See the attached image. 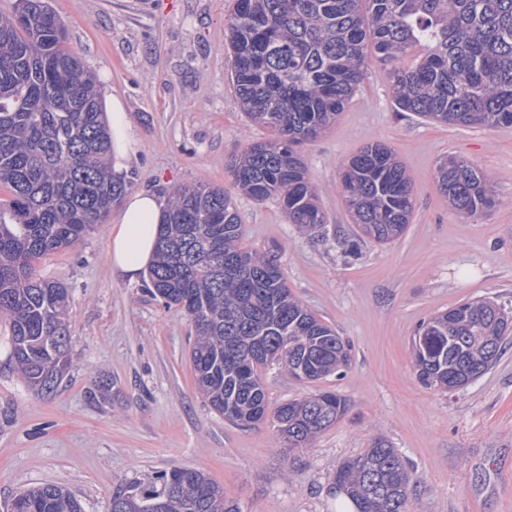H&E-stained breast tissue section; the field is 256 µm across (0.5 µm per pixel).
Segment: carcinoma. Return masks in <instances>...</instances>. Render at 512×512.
I'll list each match as a JSON object with an SVG mask.
<instances>
[{"mask_svg": "<svg viewBox=\"0 0 512 512\" xmlns=\"http://www.w3.org/2000/svg\"><path fill=\"white\" fill-rule=\"evenodd\" d=\"M237 94L249 121L271 132L229 159L233 184L257 202L281 201L304 234L326 224L304 159L295 150L336 121L369 56L387 66L398 109L443 125L512 127V0H236L226 20ZM67 29L48 0H18L0 14V317L11 358L32 389L53 391L68 362L69 289L34 262L81 242L105 223L127 183L111 172L112 140L94 77L65 49ZM411 64L405 60L413 52ZM437 184L466 218L496 204L490 179L463 158L442 160ZM341 193L359 241L401 236L414 211L412 183L384 144L346 165ZM231 196L218 186H176L159 225L149 291L191 318L195 381L232 423L267 416L260 368L280 365L308 380L349 361L340 336L288 289L275 250L241 247ZM512 313L466 300L424 321L412 341L419 381L451 391L497 362ZM347 411L320 391L274 411L288 447L302 450ZM410 473L385 440L344 461L333 476L355 512H407ZM11 512H83L65 487L47 483L12 498ZM109 512H242L202 471L174 468L146 490L117 491Z\"/></svg>", "mask_w": 512, "mask_h": 512, "instance_id": "cac0c4a2", "label": "carcinoma"}]
</instances>
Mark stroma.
Wrapping results in <instances>:
<instances>
[{"instance_id":"1","label":"stroma","mask_w":512,"mask_h":512,"mask_svg":"<svg viewBox=\"0 0 512 512\" xmlns=\"http://www.w3.org/2000/svg\"><path fill=\"white\" fill-rule=\"evenodd\" d=\"M67 26L69 51L116 95L138 139L124 177L131 192L167 197L176 185L231 192L241 244L277 250L291 292L351 346L342 375L315 383L262 369L270 407L318 391L347 413L299 452L284 448L272 421L237 426L199 394L189 360L195 329L144 281L113 275L110 224L36 264L72 291L69 364L49 394L14 368L0 318V510L20 491L55 483L84 512H107L113 492L147 485L174 468L197 469L242 512H336L332 477L381 438L413 473L408 512H512V343L465 388L423 386L411 339L428 317L477 298L512 304V128L446 126L399 111L384 66L369 59L363 80L333 125L298 148L327 216L323 233L301 234L280 204L235 192L231 155L266 139L238 106L224 22L234 0H49ZM382 143L414 184L402 237L365 241L344 253L354 224L340 192L345 164ZM456 156L493 183L496 204L465 218L434 178Z\"/></svg>"}]
</instances>
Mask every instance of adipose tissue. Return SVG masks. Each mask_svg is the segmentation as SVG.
<instances>
[{
  "label": "adipose tissue",
  "instance_id": "obj_1",
  "mask_svg": "<svg viewBox=\"0 0 512 512\" xmlns=\"http://www.w3.org/2000/svg\"><path fill=\"white\" fill-rule=\"evenodd\" d=\"M103 108L112 135L111 165L120 170L135 155L138 141L119 97H106ZM164 214V205L154 193L138 192L125 200L110 230L108 261L113 274L131 282L138 279L155 258L158 226Z\"/></svg>",
  "mask_w": 512,
  "mask_h": 512
}]
</instances>
